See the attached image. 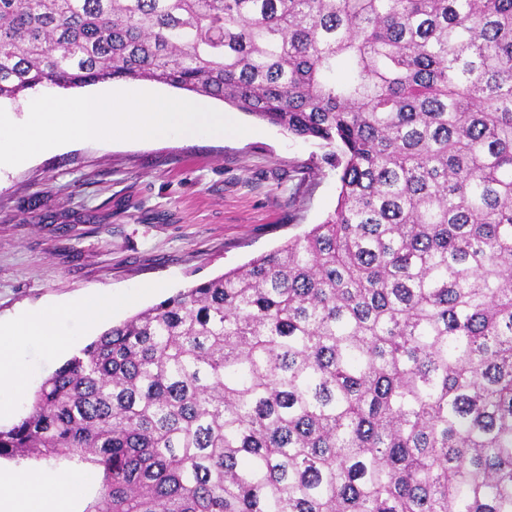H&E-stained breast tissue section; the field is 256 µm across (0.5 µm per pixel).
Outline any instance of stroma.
<instances>
[{
    "label": "stroma",
    "mask_w": 512,
    "mask_h": 512,
    "mask_svg": "<svg viewBox=\"0 0 512 512\" xmlns=\"http://www.w3.org/2000/svg\"><path fill=\"white\" fill-rule=\"evenodd\" d=\"M248 126L221 140L83 143L0 169V322L57 310V341L22 337L24 393L0 428L28 412L41 380L103 330L193 283L268 253L333 213L339 193L324 150L235 110ZM100 290L110 318L88 324L74 305Z\"/></svg>",
    "instance_id": "1"
}]
</instances>
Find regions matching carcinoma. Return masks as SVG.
<instances>
[{
	"mask_svg": "<svg viewBox=\"0 0 512 512\" xmlns=\"http://www.w3.org/2000/svg\"><path fill=\"white\" fill-rule=\"evenodd\" d=\"M149 80L328 149L324 222L104 330L0 429L85 512H512V0H0V99Z\"/></svg>",
	"mask_w": 512,
	"mask_h": 512,
	"instance_id": "carcinoma-1",
	"label": "carcinoma"
}]
</instances>
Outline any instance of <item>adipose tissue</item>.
<instances>
[{
    "label": "adipose tissue",
    "instance_id": "1",
    "mask_svg": "<svg viewBox=\"0 0 512 512\" xmlns=\"http://www.w3.org/2000/svg\"><path fill=\"white\" fill-rule=\"evenodd\" d=\"M54 315L39 311L19 318L0 336V386L21 390L24 373L14 360L13 335L50 336L54 333ZM77 480L67 473L54 478L35 475L8 465H0V503L9 505L8 512H71Z\"/></svg>",
    "mask_w": 512,
    "mask_h": 512
}]
</instances>
